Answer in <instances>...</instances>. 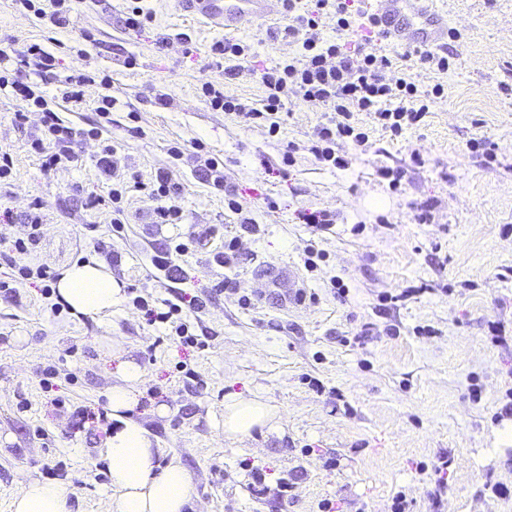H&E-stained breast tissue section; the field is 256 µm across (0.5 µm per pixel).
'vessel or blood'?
I'll use <instances>...</instances> for the list:
<instances>
[{"label": "vessel or blood", "instance_id": "b4317fda", "mask_svg": "<svg viewBox=\"0 0 512 512\" xmlns=\"http://www.w3.org/2000/svg\"><path fill=\"white\" fill-rule=\"evenodd\" d=\"M185 11L219 21L225 31L236 30L248 18L277 15L281 0H180ZM436 0H377V14L393 44L416 43L448 47V18Z\"/></svg>", "mask_w": 512, "mask_h": 512}]
</instances>
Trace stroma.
<instances>
[{
	"instance_id": "obj_1",
	"label": "stroma",
	"mask_w": 512,
	"mask_h": 512,
	"mask_svg": "<svg viewBox=\"0 0 512 512\" xmlns=\"http://www.w3.org/2000/svg\"><path fill=\"white\" fill-rule=\"evenodd\" d=\"M149 5L155 22L134 32L123 25L122 0H78L71 27L54 35L64 45L61 72H110L117 104L103 134L143 181L163 168L182 184V223H153L154 201L136 190L123 223L87 207L97 188L96 141L83 145L81 164L44 172L28 145L40 113L0 94V151L15 165L12 179L0 183V205L11 211L0 217V252L26 238L36 201L42 236L15 254L16 264L57 275L102 250L125 292L101 326L56 308L43 282L13 281L0 292V512H10L13 494L31 479L62 482L72 512H106V427L78 412L104 405L125 360L145 374L134 416L190 472L193 512H319L324 499L343 500L345 512H392L400 491L412 512H431L426 489L443 449L453 463L441 512H512V496L496 498L484 487L489 479L512 487V445L500 437L512 421L503 411L512 342L495 343L488 330L499 322L512 339V0H441L459 37L448 43V74L417 71L423 87L444 86L424 126L394 141L373 131L370 151L346 171L325 170L298 151L285 176L287 144L307 141L323 111L290 98L272 136L211 110L197 92L201 79L256 101L263 95L257 75L246 70L228 81L208 69L206 51L223 29L182 11L177 0ZM287 23L281 15L249 19L234 35L271 66L296 51L272 35ZM84 31L95 41L80 58L68 48ZM182 31L193 52L176 40ZM47 34L34 16L0 0V41ZM165 34L169 45L157 48ZM131 52L139 59L132 70L123 65ZM158 93L170 95V107L155 104ZM19 112L27 115L22 127ZM479 138L495 144V162L468 153ZM175 140L202 141L223 159L241 214L225 211L223 198L169 155ZM415 150L422 164L411 161ZM384 166L404 169L401 191L378 177ZM267 196L276 211L264 207ZM426 201L435 205L434 221L416 223L414 209ZM306 209L334 211L336 222L325 229L302 223L297 214ZM243 216L257 232L240 226ZM356 224L362 234H352ZM188 236L196 246L176 259L184 278L168 281L154 257ZM231 238L238 245L228 259ZM312 248L321 257L309 269ZM268 265L296 271L308 300L285 304L286 284L262 276ZM227 279L234 290L216 293ZM401 292L406 300L389 303ZM138 295L159 311L178 296L205 300L187 321L197 343H182L171 323L149 322L133 303ZM244 296L250 307L240 305ZM48 367L56 375L46 390L40 379ZM231 392L263 396L281 417L279 429L244 440L218 435L211 419ZM289 477L294 485L283 502L279 485ZM259 484L265 494H255Z\"/></svg>"
}]
</instances>
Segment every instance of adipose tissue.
I'll use <instances>...</instances> for the list:
<instances>
[{
    "label": "adipose tissue",
    "mask_w": 512,
    "mask_h": 512,
    "mask_svg": "<svg viewBox=\"0 0 512 512\" xmlns=\"http://www.w3.org/2000/svg\"><path fill=\"white\" fill-rule=\"evenodd\" d=\"M54 294L72 315L98 324L111 322L113 309L124 300L111 270L94 258L64 269ZM143 383L140 366L128 362L120 383L106 395L113 421L104 441L108 512H189L194 494L189 471L178 460H165L157 440L133 417ZM277 422L275 410L259 394L231 393L225 396L224 412L214 419L213 427L220 435L243 440ZM11 508L12 512H70L62 486L48 480L22 483Z\"/></svg>",
    "instance_id": "1"
}]
</instances>
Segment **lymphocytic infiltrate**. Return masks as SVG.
Returning <instances> with one entry per match:
<instances>
[{"label":"lymphocytic infiltrate","mask_w":512,"mask_h":512,"mask_svg":"<svg viewBox=\"0 0 512 512\" xmlns=\"http://www.w3.org/2000/svg\"><path fill=\"white\" fill-rule=\"evenodd\" d=\"M12 2L17 9L51 28L65 29L72 22L76 0ZM282 10L288 18L284 34L299 47L294 56L274 66L261 67L251 45L237 38L227 37L210 46V67L223 70L225 79L235 78L247 68L256 70L264 91L261 101L256 103L226 96L223 82L204 81L200 95L212 110L234 115L246 125L268 122L273 132L280 128L277 116L285 109L289 97L327 110L326 121L314 130L306 149L323 168L331 171L348 168L343 146L367 148L370 130L387 132L395 140L424 124L434 99L443 94L444 87L438 83L432 89H420L410 67L398 65L386 49L366 52V45L383 35L378 17L368 10L366 0H282ZM328 19L336 23V35L332 38L322 33ZM59 65L60 59L48 42L30 41L18 49H0V92L21 95L42 114L40 126L29 135L30 149L38 156L41 168L51 172L79 162V146L89 139L98 140L94 177L105 184L107 192L88 195L89 204L110 206L113 216H123L121 201L131 184L155 201V223H181L183 213L175 203L182 191L181 184L173 182L161 169L147 183L135 172L121 176L113 141L104 138L99 128L64 123L52 105L56 99L68 104L82 103L85 86L96 82L103 90L97 110L102 118H109L117 104L110 93L111 75L76 71L60 77L56 74ZM52 82L57 85V94L50 100L42 87ZM168 153L174 159H186L194 175L222 195L225 208L241 215L243 228L252 229L251 220L241 214L238 193L224 173L223 160L198 141L188 146L174 143Z\"/></svg>","instance_id":"1"}]
</instances>
